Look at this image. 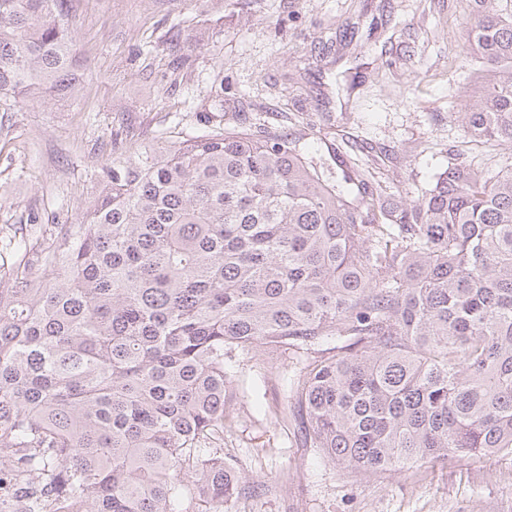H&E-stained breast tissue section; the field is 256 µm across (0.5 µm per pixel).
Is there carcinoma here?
<instances>
[{
	"mask_svg": "<svg viewBox=\"0 0 512 512\" xmlns=\"http://www.w3.org/2000/svg\"><path fill=\"white\" fill-rule=\"evenodd\" d=\"M67 0H0V100L79 91ZM488 65L463 135L512 144V7L469 0ZM82 220L0 265V492L21 512H232L224 358L311 351L304 444L347 468L512 455V165L462 155L396 200L247 127L112 160ZM208 505L200 510L201 504Z\"/></svg>",
	"mask_w": 512,
	"mask_h": 512,
	"instance_id": "carcinoma-1",
	"label": "carcinoma"
}]
</instances>
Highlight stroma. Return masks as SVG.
Here are the masks:
<instances>
[{"label": "stroma", "instance_id": "1", "mask_svg": "<svg viewBox=\"0 0 512 512\" xmlns=\"http://www.w3.org/2000/svg\"><path fill=\"white\" fill-rule=\"evenodd\" d=\"M467 0H72L77 96L0 102V228L79 223L98 174L185 135L245 126L298 137L330 180L356 163L388 192L430 189L450 152L491 169L512 145L463 137L481 64ZM304 357L225 358L236 392L224 450L267 487L234 512H512V455L363 474L305 447L285 412Z\"/></svg>", "mask_w": 512, "mask_h": 512}]
</instances>
